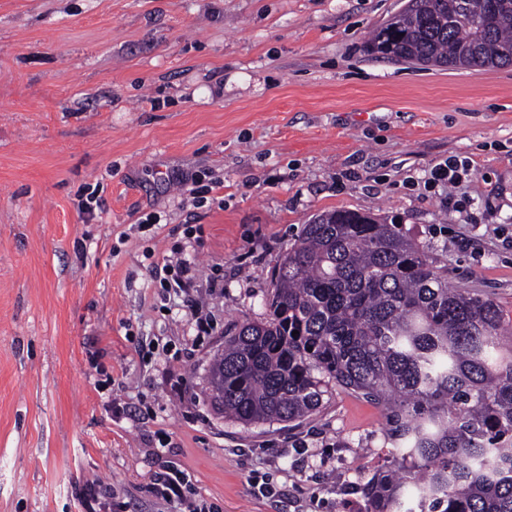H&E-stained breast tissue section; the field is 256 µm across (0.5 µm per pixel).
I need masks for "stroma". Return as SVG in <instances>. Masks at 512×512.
<instances>
[{"mask_svg":"<svg viewBox=\"0 0 512 512\" xmlns=\"http://www.w3.org/2000/svg\"><path fill=\"white\" fill-rule=\"evenodd\" d=\"M405 2L0 0V512H87L88 488L97 512H181L152 493L169 461L215 512L362 502L379 408L336 387L246 427L205 395L316 214L396 219L512 318V65L374 58ZM449 156L471 175L428 185ZM200 172L221 188L184 195ZM178 241L196 272L171 295Z\"/></svg>","mask_w":512,"mask_h":512,"instance_id":"35a3bbf8","label":"stroma"}]
</instances>
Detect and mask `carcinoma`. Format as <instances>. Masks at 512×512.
<instances>
[{"instance_id":"obj_1","label":"carcinoma","mask_w":512,"mask_h":512,"mask_svg":"<svg viewBox=\"0 0 512 512\" xmlns=\"http://www.w3.org/2000/svg\"><path fill=\"white\" fill-rule=\"evenodd\" d=\"M407 0L380 59L512 65V0ZM267 315L224 336L210 371L224 416L301 422L330 386L383 412L390 464L368 512H512V346L494 298L448 285L427 247L371 213L323 212L278 264Z\"/></svg>"}]
</instances>
